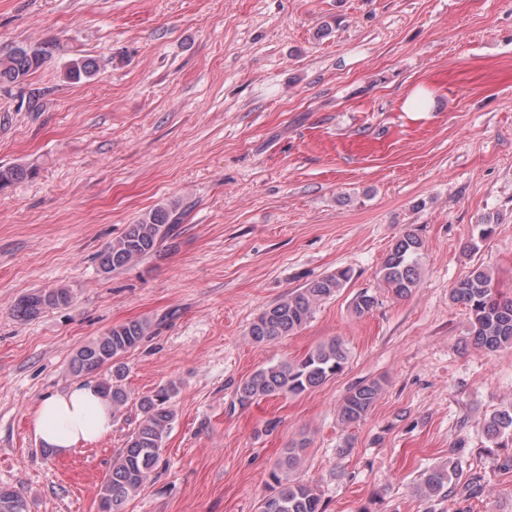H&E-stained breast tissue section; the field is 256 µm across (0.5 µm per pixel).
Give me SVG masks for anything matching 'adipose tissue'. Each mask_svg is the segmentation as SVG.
Listing matches in <instances>:
<instances>
[{
  "label": "adipose tissue",
  "instance_id": "1",
  "mask_svg": "<svg viewBox=\"0 0 512 512\" xmlns=\"http://www.w3.org/2000/svg\"><path fill=\"white\" fill-rule=\"evenodd\" d=\"M112 423V404L91 380L45 394L33 414L36 434L59 455L96 442L111 432Z\"/></svg>",
  "mask_w": 512,
  "mask_h": 512
}]
</instances>
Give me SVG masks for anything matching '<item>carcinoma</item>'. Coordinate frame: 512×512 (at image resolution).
I'll return each instance as SVG.
<instances>
[{
    "label": "carcinoma",
    "mask_w": 512,
    "mask_h": 512,
    "mask_svg": "<svg viewBox=\"0 0 512 512\" xmlns=\"http://www.w3.org/2000/svg\"><path fill=\"white\" fill-rule=\"evenodd\" d=\"M46 56L47 49L27 45L0 56V83L25 81L42 67ZM98 71L95 60L73 57L64 62L62 76L66 81L79 82L94 77ZM35 174L36 167L32 165L0 167V190ZM176 231L172 211L158 208L150 212L137 223L128 225L121 237L105 245L99 254L101 271L115 273L154 255L162 244L176 238ZM422 249V240L413 233L404 234L391 247L378 275L384 287L395 296L406 297L417 287ZM351 278L350 270L338 269L263 308L249 327L250 338L256 343H267L294 335L308 322L316 307L339 293ZM71 300L70 290L64 287L37 290L20 296L14 312L19 318L30 319L47 308L67 305ZM450 300L464 306L468 335L476 345L489 352L512 347V297L501 294L487 267L478 265L457 280ZM376 304V296L363 289L353 296L350 307L360 317L371 312ZM150 329L151 324L142 319L116 325L83 346L72 359L71 369L76 375H91L106 366L112 368V374L100 378L98 386L112 401L114 418L128 400L120 361L141 343ZM348 359L346 345L334 339L297 360L256 370L237 385V400L245 405L267 397L303 394L335 377ZM381 391L378 379L350 388L341 404V419L348 424L365 420ZM175 393L176 386L172 384L140 399L141 420L128 436L124 448L112 458V465L99 487V512H124L126 502L145 491L175 419L171 407ZM485 432L492 439L512 437V406L493 413ZM305 448L306 441L296 442L277 460L271 472L275 492L260 501L258 512H326L327 503L318 486L295 477ZM467 463V448L461 441L452 449L446 464L421 474L417 494L433 502L442 499L465 502L479 498L484 490V478L478 472L464 475ZM0 512H29L24 494L14 487L0 486Z\"/></svg>",
    "instance_id": "obj_1"
}]
</instances>
